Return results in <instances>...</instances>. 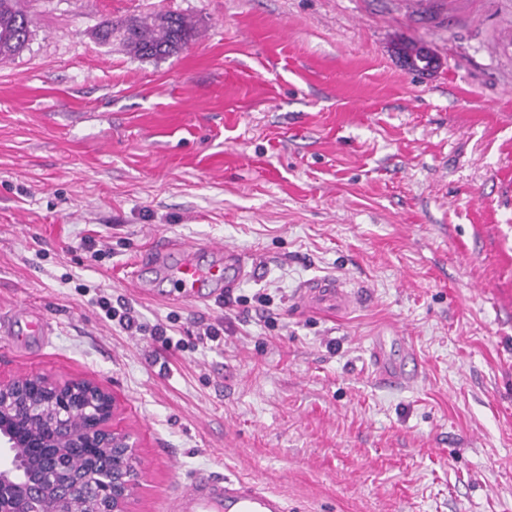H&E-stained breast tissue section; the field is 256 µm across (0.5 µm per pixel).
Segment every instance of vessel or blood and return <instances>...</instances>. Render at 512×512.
<instances>
[{"label":"vessel or blood","mask_w":512,"mask_h":512,"mask_svg":"<svg viewBox=\"0 0 512 512\" xmlns=\"http://www.w3.org/2000/svg\"><path fill=\"white\" fill-rule=\"evenodd\" d=\"M195 246L176 240H162L144 256L141 266L163 265L172 283L170 295L184 301L205 302L232 291L250 273L237 254L225 253L223 261L209 266L195 258ZM300 297L315 308L333 309L345 304L347 295L339 281L322 279L303 285ZM21 332L29 339H45L53 329L35 309L23 308L0 319V333ZM385 335L373 337L371 355L381 380L401 386L416 382L418 362L414 349H407L403 361L392 360L386 352ZM162 512H289L286 498L244 480H231L219 473H197L186 486L177 488L162 506Z\"/></svg>","instance_id":"b4317fda"}]
</instances>
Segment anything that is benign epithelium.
Here are the masks:
<instances>
[{"instance_id": "obj_1", "label": "benign epithelium", "mask_w": 512, "mask_h": 512, "mask_svg": "<svg viewBox=\"0 0 512 512\" xmlns=\"http://www.w3.org/2000/svg\"><path fill=\"white\" fill-rule=\"evenodd\" d=\"M436 63L404 61L421 74ZM116 407L90 380H0V512H131L144 468L134 436L110 426Z\"/></svg>"}]
</instances>
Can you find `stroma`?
Listing matches in <instances>:
<instances>
[{
    "instance_id": "obj_1",
    "label": "stroma",
    "mask_w": 512,
    "mask_h": 512,
    "mask_svg": "<svg viewBox=\"0 0 512 512\" xmlns=\"http://www.w3.org/2000/svg\"><path fill=\"white\" fill-rule=\"evenodd\" d=\"M25 7L0 63V311L55 333L0 335V378L113 392L144 461L134 512L200 471L305 512H512V0ZM164 12L196 27L174 56L96 37ZM407 41L433 71L403 65ZM163 239L255 271L231 305L163 298L168 280L132 278ZM325 277L354 306L300 304ZM394 326L423 365L408 387L370 353ZM100 306L105 311L106 317L112 322L117 321L118 325L123 330L128 332H132L133 330L136 332L145 330L144 325L132 315L131 309H128L124 304L120 305V311L102 299L100 300ZM15 327L21 330V336L28 339H45L53 335V329L44 316L33 308H23L7 319L0 318V333L13 336Z\"/></svg>"
}]
</instances>
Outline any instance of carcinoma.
<instances>
[{
    "instance_id": "obj_1",
    "label": "carcinoma",
    "mask_w": 512,
    "mask_h": 512,
    "mask_svg": "<svg viewBox=\"0 0 512 512\" xmlns=\"http://www.w3.org/2000/svg\"><path fill=\"white\" fill-rule=\"evenodd\" d=\"M20 0H0V58L20 52L31 34L33 20L20 6ZM195 36L192 22L168 12L148 19L102 23L97 39L102 44L119 41L134 56L142 59L171 56L180 52Z\"/></svg>"
}]
</instances>
